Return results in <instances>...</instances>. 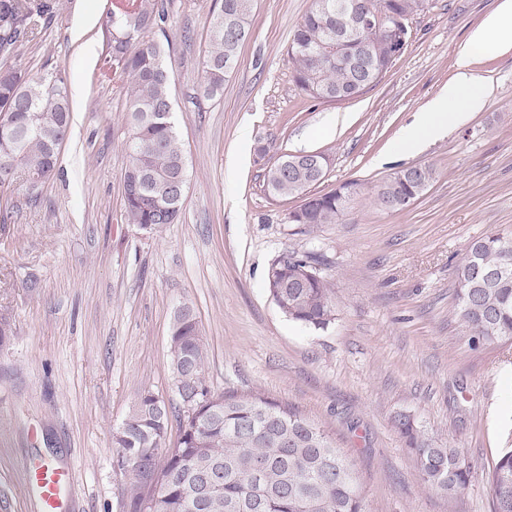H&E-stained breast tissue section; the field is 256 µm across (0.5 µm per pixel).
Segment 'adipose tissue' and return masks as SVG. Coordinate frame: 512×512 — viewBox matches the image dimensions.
<instances>
[{"label": "adipose tissue", "instance_id": "obj_1", "mask_svg": "<svg viewBox=\"0 0 512 512\" xmlns=\"http://www.w3.org/2000/svg\"><path fill=\"white\" fill-rule=\"evenodd\" d=\"M509 43H512V0H500L473 34L472 45L475 50L488 52ZM459 66L458 78L403 130L397 142L399 153H412L425 142L443 136L449 127L480 107L487 94L484 79L468 71L467 59H460Z\"/></svg>", "mask_w": 512, "mask_h": 512}]
</instances>
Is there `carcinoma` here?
<instances>
[{"mask_svg": "<svg viewBox=\"0 0 512 512\" xmlns=\"http://www.w3.org/2000/svg\"><path fill=\"white\" fill-rule=\"evenodd\" d=\"M403 14L421 12L424 0H378ZM256 0H221L212 13L210 43L202 62L201 90L213 99L224 92L239 48L252 35ZM54 0H0V53L17 54L31 33L36 15L53 12ZM168 15L158 0H112L106 22L109 51L99 75L128 80L127 106L131 135L130 161L124 180L135 172L140 188L125 193L123 219L155 233L180 218L183 200L170 183L187 182L183 144L171 120L172 76L164 62L165 45L144 33L164 32ZM336 19L308 10L287 48L297 87L323 100L360 80L347 63L363 52L362 41L348 43L341 57L327 47ZM388 34L368 40L373 65H386ZM0 79V187L22 180L30 192L55 170L57 144L70 129L67 77L58 69L37 80L19 67ZM297 155L283 154L266 172L275 197H301L303 223L334 224L350 200L332 189L313 193L319 181ZM424 189L403 170L380 184L374 204L388 211L407 207ZM271 261L267 284L288 318L304 327L324 330L336 320L328 281L296 252ZM457 315L473 350L512 342V234L491 232L472 240L456 267ZM173 378L193 376L189 394L195 405L166 403L143 388L128 413L112 429L117 467L130 461L137 478L124 489L129 512H367L361 483L349 460L321 426L294 407L260 392L246 395L216 392L207 383V344L193 308L176 309L169 326ZM178 438L162 447L170 421ZM397 427L416 458L428 487L454 495L471 477V465L457 448L425 436L406 415ZM495 512H512V448L501 453L488 472Z\"/></svg>", "mask_w": 512, "mask_h": 512, "instance_id": "1", "label": "carcinoma"}]
</instances>
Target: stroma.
<instances>
[{
  "label": "stroma",
  "instance_id": "stroma-1",
  "mask_svg": "<svg viewBox=\"0 0 512 512\" xmlns=\"http://www.w3.org/2000/svg\"><path fill=\"white\" fill-rule=\"evenodd\" d=\"M498 0H431L404 53L354 100L307 97L286 48L311 0H257L253 35L221 97L199 89L214 0H164L173 121L188 186L178 223L148 234L123 219L125 78L101 80L110 0H59L17 55L37 78L64 70L72 124L53 175L0 204V512H42L28 469L71 473L70 512H126L112 428L138 392L175 401L168 334L191 306L208 345L213 389L260 392L323 427L348 455L368 512H494L487 474L512 431V344L472 351L453 313L455 267L474 238L512 232V46L471 49ZM488 86L482 107L418 152L403 129L448 87L458 59ZM330 159L320 193L355 180L333 224H287L295 198L268 194L284 153ZM433 178L412 204L376 207L395 172ZM294 251L328 280L337 319L291 321L266 274ZM414 418L472 466L453 496L428 488L395 426Z\"/></svg>",
  "mask_w": 512,
  "mask_h": 512
}]
</instances>
